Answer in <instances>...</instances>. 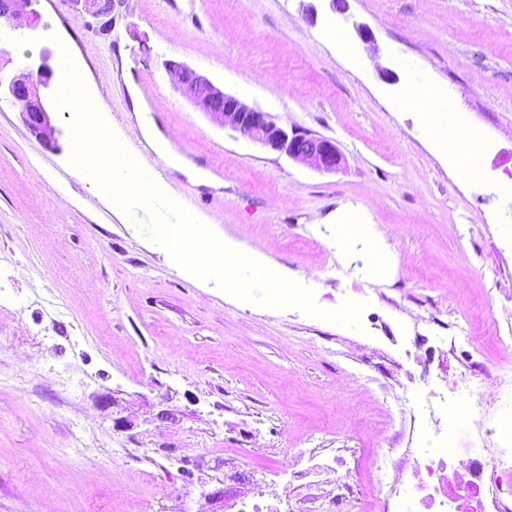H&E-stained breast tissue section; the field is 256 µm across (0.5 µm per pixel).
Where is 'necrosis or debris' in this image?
Masks as SVG:
<instances>
[{
	"instance_id": "necrosis-or-debris-1",
	"label": "necrosis or debris",
	"mask_w": 512,
	"mask_h": 512,
	"mask_svg": "<svg viewBox=\"0 0 512 512\" xmlns=\"http://www.w3.org/2000/svg\"><path fill=\"white\" fill-rule=\"evenodd\" d=\"M451 390L446 415L461 414L475 435L493 433L495 447L461 448L453 430L434 436L420 429L417 447L391 460L394 477L373 494L371 512H512V501L502 496L504 487L512 488V405L488 415L465 369L452 379ZM288 488L263 478L238 512H288Z\"/></svg>"
}]
</instances>
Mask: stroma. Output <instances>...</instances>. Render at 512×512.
Instances as JSON below:
<instances>
[{"label":"stroma","instance_id":"1","mask_svg":"<svg viewBox=\"0 0 512 512\" xmlns=\"http://www.w3.org/2000/svg\"><path fill=\"white\" fill-rule=\"evenodd\" d=\"M0 23V81L67 47L126 157L186 212L264 255L316 314L238 298L171 266L146 229L0 100V512H224L238 471L294 453L411 443L407 417L463 364L512 370V0H38ZM371 30L364 43L355 24ZM338 31L344 49L329 34ZM185 64L283 126L333 140L335 172L263 148L177 89ZM132 75L172 148L220 177L193 185L148 148ZM485 143L468 175L470 136ZM367 224L364 241L346 234ZM361 306L360 328L330 321ZM469 335L466 345L455 337ZM81 387L70 406L47 365ZM87 437L80 452L70 431ZM33 2L38 0H1L0 1V17L12 22L14 29L24 26L33 28L38 22L39 14L31 8ZM22 5H25L22 10ZM29 7V11L25 9Z\"/></svg>","mask_w":512,"mask_h":512}]
</instances>
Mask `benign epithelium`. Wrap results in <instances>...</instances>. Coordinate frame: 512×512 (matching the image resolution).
<instances>
[{"label": "benign epithelium", "instance_id": "1", "mask_svg": "<svg viewBox=\"0 0 512 512\" xmlns=\"http://www.w3.org/2000/svg\"><path fill=\"white\" fill-rule=\"evenodd\" d=\"M33 2L35 0H0V17L12 22L15 28H33L39 19L38 12L32 9ZM24 5L29 10H23ZM51 56L50 49H43L39 63L26 65L23 76L5 85L0 83V95L20 106L29 130L45 142L53 140L55 128L39 87L51 85L53 69L48 64ZM173 73L179 89L192 104L221 126L320 171L334 172L341 166L343 156L332 140L278 124L270 114L224 93L186 65L173 67Z\"/></svg>", "mask_w": 512, "mask_h": 512}]
</instances>
